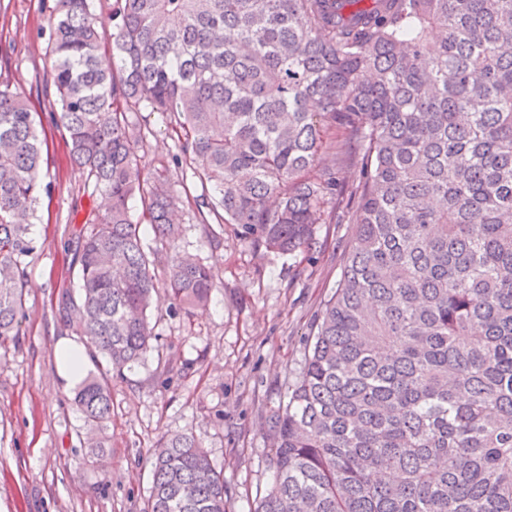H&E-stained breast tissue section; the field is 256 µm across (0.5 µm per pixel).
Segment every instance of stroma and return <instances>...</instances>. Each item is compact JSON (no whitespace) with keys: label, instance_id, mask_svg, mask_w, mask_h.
<instances>
[{"label":"stroma","instance_id":"stroma-1","mask_svg":"<svg viewBox=\"0 0 512 512\" xmlns=\"http://www.w3.org/2000/svg\"><path fill=\"white\" fill-rule=\"evenodd\" d=\"M55 3L0 0V81L20 87L41 116L51 185L38 211L40 233L23 259L26 318L18 340L0 346V512H145L150 452L172 432L194 436L223 470L226 512H250L271 482L267 417L288 402L356 226L347 218L318 225L317 248L288 255L242 239L236 225L196 223L195 201L210 186L177 164L178 139L161 114L138 113L143 172L173 183L181 225L175 245L149 230L143 247L157 252V275L177 252L211 267L216 287L209 306L190 314L157 291L152 349L113 380L108 452L89 463L75 386L58 376L56 346L79 340L57 304L76 280L72 254L94 189L71 166L51 120L45 52Z\"/></svg>","mask_w":512,"mask_h":512}]
</instances>
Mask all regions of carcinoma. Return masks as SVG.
<instances>
[{
  "mask_svg": "<svg viewBox=\"0 0 512 512\" xmlns=\"http://www.w3.org/2000/svg\"><path fill=\"white\" fill-rule=\"evenodd\" d=\"M47 50L55 127L103 200L59 304L95 367L73 398L89 433L112 419V378L152 348L142 225L178 236L173 185L144 176L132 120L159 112L214 191L201 223L282 253L311 249L345 198L358 225L268 417L253 512H512V0H111L105 18L56 0ZM42 143L1 81L0 344L25 313ZM329 150L337 164L318 167ZM164 286L188 313L216 284L175 254ZM150 465L146 512H225L224 471L194 437L164 436Z\"/></svg>",
  "mask_w": 512,
  "mask_h": 512,
  "instance_id": "obj_1",
  "label": "carcinoma"
}]
</instances>
